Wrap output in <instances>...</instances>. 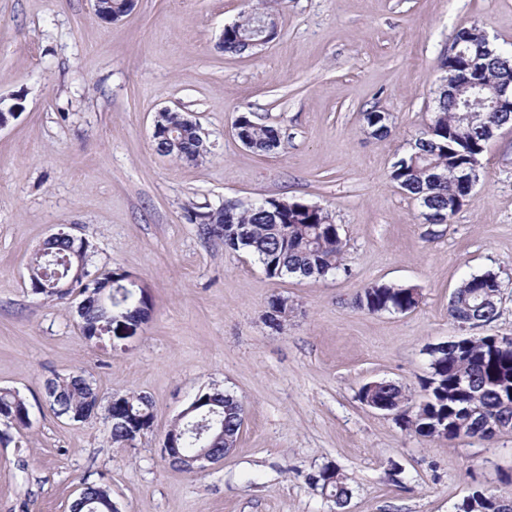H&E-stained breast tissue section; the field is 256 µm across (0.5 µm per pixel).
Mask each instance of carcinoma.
<instances>
[{"mask_svg":"<svg viewBox=\"0 0 512 512\" xmlns=\"http://www.w3.org/2000/svg\"><path fill=\"white\" fill-rule=\"evenodd\" d=\"M276 0H258L243 12L239 20L224 31V51L242 53L240 36L256 25L259 18L271 27H278ZM471 42L473 57L480 60L479 78L486 83L512 82V58L484 40L483 32L475 27L461 30ZM507 112H469L463 114L441 90L435 91L432 124L414 139L411 149L391 166L389 177L401 190L419 202L421 214L429 224H447L459 209L452 208L467 195L466 187L457 177L464 159L478 152L486 142L489 130L508 118ZM238 124L239 140H248L249 148L263 153L280 146V136L273 126L242 115ZM366 127L381 135L388 132L390 115L386 112L364 113ZM162 128L153 137L155 151L163 156L186 162H196L203 153L196 148V131L174 114L160 120ZM207 233L232 250H245L256 257L271 278L296 275L303 278L323 277L339 269L346 242L329 213L321 207L306 209L295 200H286L277 217L268 213L265 203L244 206L233 200L212 209L191 205L187 208ZM89 242L59 236L47 241L32 256L29 266V286L40 289L47 300L63 299L75 292L104 294L112 298L115 308L129 314L132 322L148 319L150 300L139 289L125 286L126 274L111 270L92 273ZM502 283L497 274L486 271L464 280L453 293L448 314L458 326L487 325L499 314ZM419 303L417 289L386 283H375L363 289L358 307L372 314L407 312ZM80 330L88 341L98 340L106 321L101 309L89 304L80 312ZM463 346L450 344L431 353V374L422 382V389L433 401L410 408L407 395L397 384L379 382L373 397L382 401L388 413L402 420L420 437L436 438L431 421L439 416L469 420L468 437H491L487 423L503 427L512 425V399L504 401L499 389L512 386V337L508 343L490 344L487 336H465ZM469 380L467 390L460 389L459 379ZM50 406L58 418L83 416L98 405L97 388L79 370L65 377H56L46 384ZM209 403L224 422L225 436L210 431L202 436L185 431L186 421L171 425L169 434L176 436L178 447L193 450L208 443L217 455L224 446L232 445L240 433L242 408L236 396L218 391L205 392ZM108 429L112 444L129 446L147 432L153 423L152 401L145 395L127 394L113 398L109 404ZM29 412L18 393L0 391V421L28 425ZM316 477L319 486L334 503L336 512L347 507L351 490L338 469L322 468ZM112 497L110 488L87 483L81 497L72 505V512H106V501Z\"/></svg>","mask_w":512,"mask_h":512,"instance_id":"cac0c4a2","label":"carcinoma"}]
</instances>
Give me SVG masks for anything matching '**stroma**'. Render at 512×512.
<instances>
[{"label":"stroma","mask_w":512,"mask_h":512,"mask_svg":"<svg viewBox=\"0 0 512 512\" xmlns=\"http://www.w3.org/2000/svg\"><path fill=\"white\" fill-rule=\"evenodd\" d=\"M249 0H137L105 24L89 0H0V96L23 110L0 129V389L26 401L30 424L0 444V512H70L83 484L104 483L121 512H334L308 481L346 477V512H455L471 488L512 493V430L488 441L416 436L359 398L373 381L421 402L431 347L462 335L448 304L486 271L503 285L498 319L473 335L512 336V130L482 157L467 204L426 224L388 178L427 128L440 62L475 26L512 51V0H278V38L261 51L220 49ZM187 113L208 153L158 155V109ZM393 116L384 137L368 111ZM275 126L272 153L238 140L239 114ZM295 199L327 210L346 252L325 277H268L243 251L207 239L189 205ZM92 247L91 270L140 280L151 302L137 335L84 339L77 298L33 294L28 265L60 227ZM374 283L417 288L416 308L369 313ZM287 298L283 330L268 303ZM88 371L100 396L83 422L56 417L48 379ZM246 405L233 453L188 473L159 448L198 392ZM140 393L153 425L113 447L112 397Z\"/></svg>","instance_id":"stroma-1"}]
</instances>
